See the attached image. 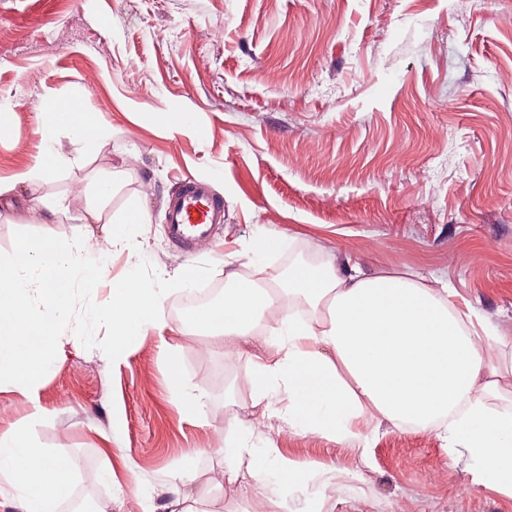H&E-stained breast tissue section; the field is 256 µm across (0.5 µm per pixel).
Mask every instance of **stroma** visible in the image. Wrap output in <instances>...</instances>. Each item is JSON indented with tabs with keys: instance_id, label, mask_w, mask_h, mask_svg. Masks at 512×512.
<instances>
[{
	"instance_id": "35a3bbf8",
	"label": "stroma",
	"mask_w": 512,
	"mask_h": 512,
	"mask_svg": "<svg viewBox=\"0 0 512 512\" xmlns=\"http://www.w3.org/2000/svg\"><path fill=\"white\" fill-rule=\"evenodd\" d=\"M510 15L512 0L475 10L466 0H0V182L38 162L45 94L85 97L109 130L89 155L61 135L70 165L16 187L0 252L18 230L89 238L106 261L100 300L127 267L104 221L135 197L158 274L208 261L211 284L246 278L252 244L289 233L293 252L261 268L268 282L327 260L431 272L512 336ZM187 177L224 202L223 224L190 260L171 243L165 211ZM103 180L117 187L104 204ZM34 193L69 196V213L45 222L29 207ZM179 297L163 301L166 330L116 362L66 330L67 359L52 376L28 393L0 387V432L24 424L43 448L80 456L76 493L112 512L165 504L190 448L203 451L191 486L199 508L212 495L223 512H253L224 468L239 420L300 466L336 470L265 512H512V498L473 484L466 456L447 453L434 430L384 424L363 446L279 431L255 402L254 349L228 353L210 339L194 349L172 313ZM172 350L202 395L201 417L171 395Z\"/></svg>"
}]
</instances>
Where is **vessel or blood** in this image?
I'll use <instances>...</instances> for the list:
<instances>
[{"label":"vessel or blood","instance_id":"b4317fda","mask_svg":"<svg viewBox=\"0 0 512 512\" xmlns=\"http://www.w3.org/2000/svg\"><path fill=\"white\" fill-rule=\"evenodd\" d=\"M224 222V206L203 182L186 180L167 204V234L183 253H191L196 243L211 237Z\"/></svg>","mask_w":512,"mask_h":512}]
</instances>
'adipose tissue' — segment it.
<instances>
[{
	"label": "adipose tissue",
	"instance_id": "adipose-tissue-1",
	"mask_svg": "<svg viewBox=\"0 0 512 512\" xmlns=\"http://www.w3.org/2000/svg\"><path fill=\"white\" fill-rule=\"evenodd\" d=\"M42 157L15 176L41 180L67 162L60 130L95 150L109 135L83 98L44 100ZM298 299L307 315L291 314L263 340L249 371L257 403L291 434L338 443L366 441L371 424L437 430L445 447L464 453L475 484L512 498V412L494 402L512 398V336L479 329L448 283L415 271L371 275L357 265H297L286 281H242L184 323L203 326L228 350L251 343L274 301ZM254 429L236 427L225 457L232 475H247L258 498L286 501L299 483L324 479L326 466L303 468L271 445L256 446ZM77 459L36 445L27 427L0 432V491L21 512H57L72 498Z\"/></svg>",
	"mask_w": 512,
	"mask_h": 512
}]
</instances>
